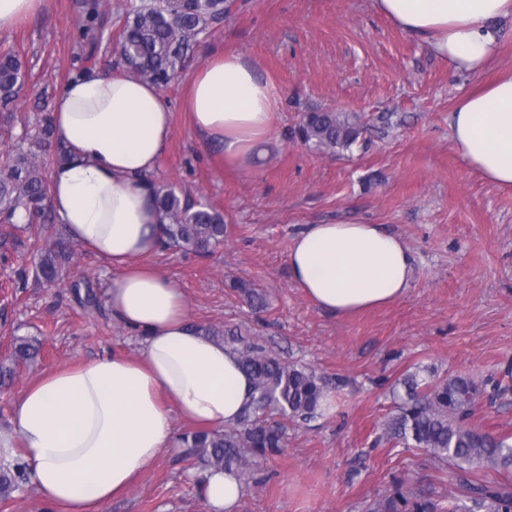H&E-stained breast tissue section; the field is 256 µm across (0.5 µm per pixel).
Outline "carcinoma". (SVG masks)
<instances>
[{"mask_svg": "<svg viewBox=\"0 0 512 512\" xmlns=\"http://www.w3.org/2000/svg\"><path fill=\"white\" fill-rule=\"evenodd\" d=\"M103 0H82L84 15L79 41L90 58L102 47ZM226 0H139L126 11L118 34L120 65L126 73L165 88L200 35L224 21ZM26 70L13 49L0 50V109L7 111L25 82ZM364 130L356 112L304 113L296 130L299 140L318 150L347 151ZM164 223L162 245L206 253L224 243V216L208 204L183 200L171 186H154ZM46 182L32 152L9 154L0 168V219L13 223L17 211L29 224L45 218ZM72 259L68 243L56 241L40 252L39 278L53 284ZM224 341L238 355L253 381V392L234 427L210 432L198 430L182 437L202 469H222L244 480L256 459L277 454L284 447L283 426L270 422L279 413L291 421H310L324 413L331 391L324 377L297 363H286L264 345L245 342L217 328L202 330ZM41 344L16 337L11 364L0 365V387L15 375V368L36 359ZM405 396L384 424L387 439L406 448H419L439 462L462 472L448 492V504L427 499L401 484L368 502L366 512H512V438L493 435L471 424L481 396L478 384L465 375L440 378L430 373L403 375ZM28 479L19 463L0 473V499L9 498Z\"/></svg>", "mask_w": 512, "mask_h": 512, "instance_id": "1", "label": "carcinoma"}]
</instances>
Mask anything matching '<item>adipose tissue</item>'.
<instances>
[{
    "mask_svg": "<svg viewBox=\"0 0 512 512\" xmlns=\"http://www.w3.org/2000/svg\"><path fill=\"white\" fill-rule=\"evenodd\" d=\"M402 31L424 36L456 71L487 69L507 39L512 0H374ZM184 109L199 143L230 172L253 169L272 134L283 91L236 52L208 55L186 80ZM53 138L68 150L50 172L48 202L68 236L111 267L107 305L140 335L137 356L60 366L14 402L0 459L20 461L57 512H106L157 456L175 447V419L235 424L253 383L238 356L202 336L181 288L141 259L162 243L152 176L166 156L172 112L149 82L88 70L53 99ZM457 155L484 179L512 187V72L465 95L450 115ZM294 283L339 316L404 298L412 257L378 224H310L288 249ZM237 479L206 471L208 512H231Z\"/></svg>",
    "mask_w": 512,
    "mask_h": 512,
    "instance_id": "ef3b65f1",
    "label": "adipose tissue"
}]
</instances>
